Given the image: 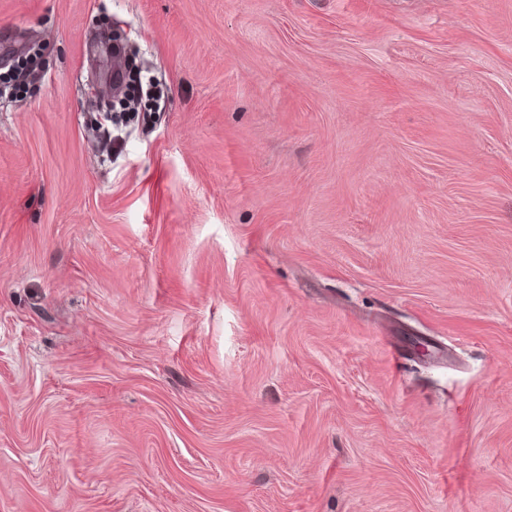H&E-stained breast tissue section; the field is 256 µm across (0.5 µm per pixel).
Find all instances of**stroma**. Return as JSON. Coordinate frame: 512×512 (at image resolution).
I'll use <instances>...</instances> for the list:
<instances>
[{
  "label": "stroma",
  "mask_w": 512,
  "mask_h": 512,
  "mask_svg": "<svg viewBox=\"0 0 512 512\" xmlns=\"http://www.w3.org/2000/svg\"><path fill=\"white\" fill-rule=\"evenodd\" d=\"M30 38L0 512H512V0H0V83Z\"/></svg>",
  "instance_id": "35a3bbf8"
}]
</instances>
